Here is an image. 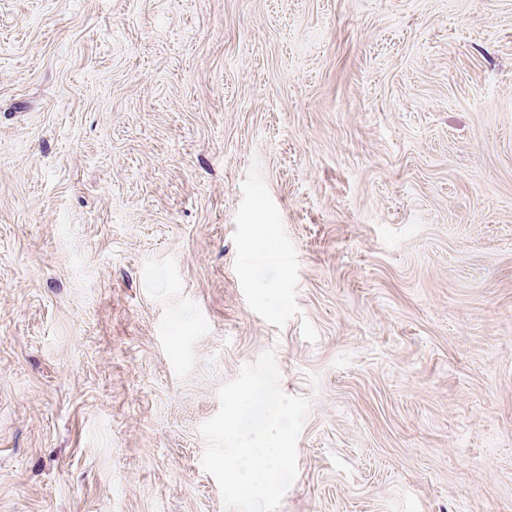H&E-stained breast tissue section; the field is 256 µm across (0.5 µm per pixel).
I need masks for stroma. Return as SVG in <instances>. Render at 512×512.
I'll list each match as a JSON object with an SVG mask.
<instances>
[{"label":"stroma","mask_w":512,"mask_h":512,"mask_svg":"<svg viewBox=\"0 0 512 512\" xmlns=\"http://www.w3.org/2000/svg\"><path fill=\"white\" fill-rule=\"evenodd\" d=\"M269 349L278 512H512V0H0V512H226Z\"/></svg>","instance_id":"35a3bbf8"}]
</instances>
